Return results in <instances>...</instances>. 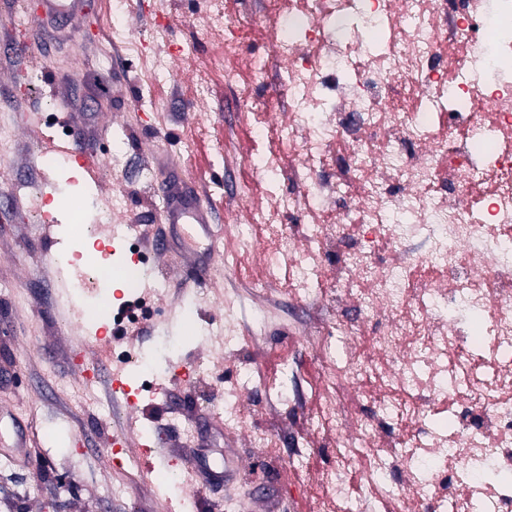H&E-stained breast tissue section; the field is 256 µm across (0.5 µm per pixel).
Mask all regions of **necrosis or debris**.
<instances>
[{"mask_svg":"<svg viewBox=\"0 0 512 512\" xmlns=\"http://www.w3.org/2000/svg\"><path fill=\"white\" fill-rule=\"evenodd\" d=\"M112 10L113 42L151 51L154 74L189 56L130 39L126 0ZM264 15L272 50L248 66L281 64L278 132L299 165L296 191L249 212L268 233L252 285L287 267L326 316L306 428L336 457L316 512L354 468L353 512H512V482L485 477L512 475V0H265ZM198 23L224 37L209 72L234 81L252 22L209 0Z\"/></svg>","mask_w":512,"mask_h":512,"instance_id":"4bbe7bcc","label":"necrosis or debris"}]
</instances>
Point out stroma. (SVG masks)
Listing matches in <instances>:
<instances>
[{
	"label": "stroma",
	"mask_w": 512,
	"mask_h": 512,
	"mask_svg": "<svg viewBox=\"0 0 512 512\" xmlns=\"http://www.w3.org/2000/svg\"><path fill=\"white\" fill-rule=\"evenodd\" d=\"M112 2L88 0L83 25L61 26L69 44L45 39L34 58L7 52L4 45L15 36L0 25V121L15 131L12 147L0 150V430L26 429L31 452L24 465L0 454V512H311L306 498L291 493L330 465L334 451L297 446L287 421L271 414L282 389L294 393L292 415L313 410L318 395L317 341L295 338L312 324L313 312L293 299L287 281L240 323V342L227 352L223 372L203 389L185 388L174 380L176 366L207 361L212 343L189 338L179 308L194 300L200 328H222V297L231 289L247 292L250 256L220 244L211 257L207 242H200L196 258L209 270L203 284L188 288L186 262L173 259L180 232L167 230L164 249L151 255L155 279L143 287L164 319L145 315L119 326L108 321L107 309L132 301L130 288L113 291L101 283L95 310L67 293L69 273L46 242L65 240L84 250L88 241L73 233L72 221L45 226L23 218L29 200L22 188L38 182L66 211L74 198L125 196L117 223L156 230L165 201L159 170L170 166L178 180L208 187V219L218 229L245 221L249 202L240 198L241 188L260 190L246 163L260 142L251 114L227 83L214 82L206 100L197 95L199 64L211 49L195 21L199 0H129L130 36L151 40L161 8L168 41L194 51L192 60L172 63L168 81L154 85L146 81L145 58L114 47L106 24ZM83 143L91 157H83ZM260 143L279 146L272 135ZM110 144L121 149L113 164L101 155ZM220 149L234 156L233 164L216 163ZM47 155L77 162L81 178L62 169L45 173ZM100 335L152 352L156 373L135 415L141 441L154 453L129 449L120 468L109 440L114 429L126 427V418H108L102 411L111 402L106 384L90 386L81 377L88 348ZM81 340L86 349L78 348ZM285 361L292 368L286 377ZM244 370L251 376L246 412L241 428L231 429L215 410L226 381ZM260 430L271 436L270 446L250 445L248 433ZM175 448L205 452L212 466L227 464L231 479L216 489L184 483L172 490L166 471L184 469L170 459Z\"/></svg>",
	"instance_id": "1"
}]
</instances>
